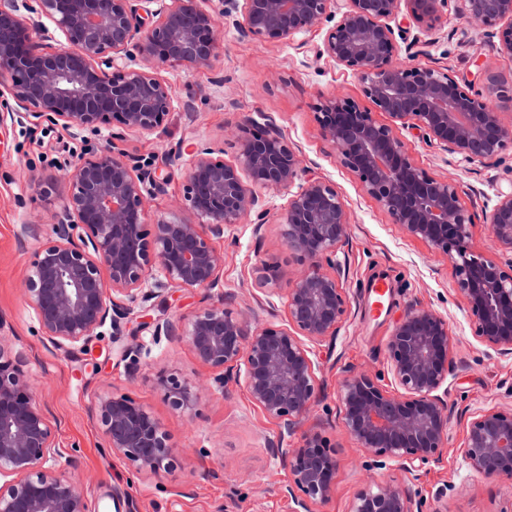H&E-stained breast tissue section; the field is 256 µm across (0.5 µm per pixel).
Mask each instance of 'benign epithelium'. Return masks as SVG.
I'll list each match as a JSON object with an SVG mask.
<instances>
[{
    "label": "benign epithelium",
    "mask_w": 512,
    "mask_h": 512,
    "mask_svg": "<svg viewBox=\"0 0 512 512\" xmlns=\"http://www.w3.org/2000/svg\"><path fill=\"white\" fill-rule=\"evenodd\" d=\"M151 2L36 0V22L0 5V81L9 80L19 108L40 123L80 131L120 124L109 148L85 150L60 176L41 184L49 203L58 184L66 194L48 237L39 224L21 225V237L40 242L23 294L43 335L57 347L84 350L106 326L112 341H122L134 309L157 292L217 287L224 254L213 240L248 219L262 238L267 209L260 190L297 187L282 213L287 246L301 265L279 289L288 327L253 329L221 302L200 307L185 322L158 321L153 336L186 339L200 362L216 371L213 383L224 388L244 381L254 402L284 422L288 436L299 435L285 452L290 481L284 492L292 512H314L334 493L336 460L321 432L304 428L319 399L307 343L335 339L346 314L338 259L351 227L344 199L322 179L302 178V160L279 131L253 132L245 116L230 130L239 143L234 162L221 159L222 150L213 146L191 154L184 186L189 216L147 224V204L167 177L127 155L119 143L128 131L150 134L164 125L176 97L158 69L209 66L224 45L226 18L245 36L288 42L334 22L323 53L361 76L365 96L388 122L334 95L319 104L323 137L392 223L449 258L475 336L511 354L512 274L475 250L458 178H436L419 167L402 131H416L426 144L464 163L490 162L512 146V125H504L492 105L512 101V84L491 83L487 93H475L471 80L416 61L415 48L434 43L447 0H170L156 10L148 7ZM457 2L472 26H501L499 52L512 57V0ZM408 18L420 27L413 37ZM47 21L64 42L42 44ZM135 58L138 68L116 64ZM490 231L498 250L512 254V192L497 196ZM453 346L447 319L409 304L387 342V373L396 390H388L379 374L344 370L340 415L357 447L376 457L367 471L396 461L411 474L442 461L453 419L444 389ZM141 353L139 344L123 350L132 382ZM155 384L178 413L192 410L200 395L201 385L167 370L157 373ZM96 420L104 447L134 472L158 475L173 467L168 432L131 396L100 398ZM54 438L26 361L0 335V512H92L80 481L45 467ZM460 454L471 472L511 482L512 411H478L467 423ZM350 512L423 510L404 482L370 476Z\"/></svg>",
    "instance_id": "benign-epithelium-1"
}]
</instances>
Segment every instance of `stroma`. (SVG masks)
<instances>
[{
	"mask_svg": "<svg viewBox=\"0 0 512 512\" xmlns=\"http://www.w3.org/2000/svg\"><path fill=\"white\" fill-rule=\"evenodd\" d=\"M325 28L309 33L304 45L241 36L232 22L224 24V48L209 66H176L164 70L180 103L165 125L151 134L127 133L123 149L168 174L163 193L149 204L147 223L175 212L183 200L184 161L180 152L195 140L222 148L225 162H234L237 146L226 126L250 115L258 125L278 128L305 168L333 185L352 217L346 248L343 288L347 315L331 346H314L319 402L308 425L330 440L336 461V491L316 512H348L364 488L368 453L345 432L339 414L338 388L344 367L385 372L387 341L392 325L407 304L435 309L447 318L456 337L448 399L456 409L474 413L486 407L512 409V355H501L475 336L470 314L456 290L452 265L426 242L406 235L365 192L355 173L339 161L333 145L321 134L317 105L321 98L341 94L372 109L357 74L322 55ZM436 42L422 56L424 64L469 77L477 62L485 76L512 81V58L497 52L490 29L469 28L455 0L443 10ZM11 113L0 126V334L24 352L37 401L57 424V452L49 470L83 478L93 512H114L111 493L131 494L134 512H291L282 493L289 480L278 451L281 425L256 406L244 383L212 387L193 411L171 409L154 385L159 369L177 371L188 380H206L213 372L195 356L186 340L154 341L152 325L161 318L191 315L203 303L223 302L226 309L261 326L284 327L288 315L276 291L256 278L271 267L279 283L293 279L300 268L284 238L281 214L287 191H264L267 217L262 240L250 223L236 225L218 242L224 271L218 287L175 289L135 309L132 327L143 343L137 382H129L122 344L104 335L87 352L52 346L41 333L34 310L23 297V282L33 240H20L23 224L51 225L55 208L41 196L37 182L74 164L85 142L105 148L107 133H86L35 122L19 110L8 91L0 92V113ZM404 140L413 160L430 175H457L462 202L472 215L473 243L484 257L512 270V255L494 248L490 213L498 193L512 190V148L486 164H466L413 134ZM385 281L390 296L383 307L373 305L369 286ZM131 394L170 436L175 464L162 476L133 473L102 446L92 417L99 397ZM465 421H453L448 452L441 463L429 464L406 479L398 466L378 471V478L408 480L424 502L425 512H512V484L474 475L459 454Z\"/></svg>",
	"mask_w": 512,
	"mask_h": 512,
	"instance_id": "1",
	"label": "stroma"
}]
</instances>
